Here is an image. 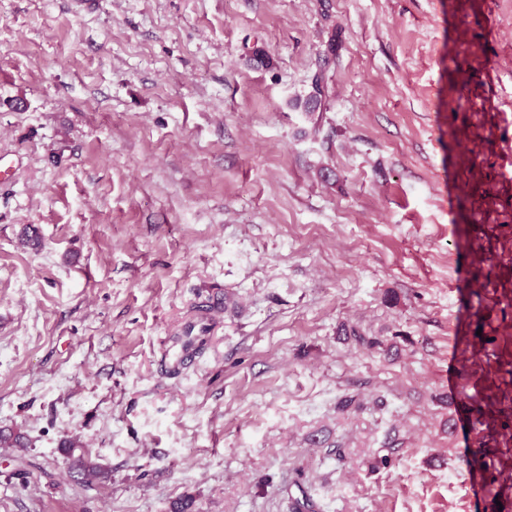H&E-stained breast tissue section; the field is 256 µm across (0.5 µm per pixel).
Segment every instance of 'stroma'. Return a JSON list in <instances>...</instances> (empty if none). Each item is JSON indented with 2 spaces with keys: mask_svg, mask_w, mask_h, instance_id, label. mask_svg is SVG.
<instances>
[{
  "mask_svg": "<svg viewBox=\"0 0 512 512\" xmlns=\"http://www.w3.org/2000/svg\"><path fill=\"white\" fill-rule=\"evenodd\" d=\"M0 159V512H512V0H0ZM66 453L70 458L69 472L77 481L92 486L94 482L106 479L108 477V468L93 460L84 450L79 441H69L64 443ZM78 450L79 454L75 451Z\"/></svg>",
  "mask_w": 512,
  "mask_h": 512,
  "instance_id": "35a3bbf8",
  "label": "stroma"
}]
</instances>
